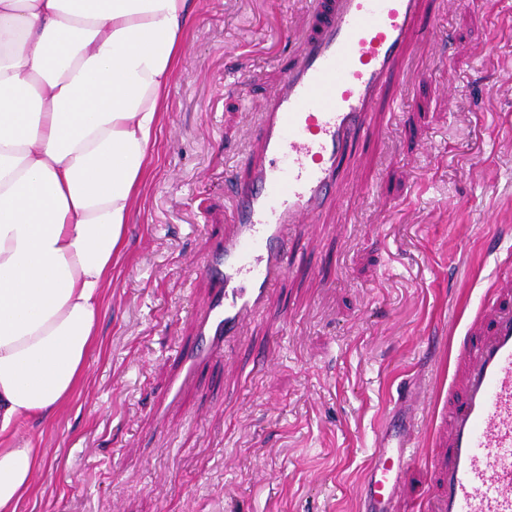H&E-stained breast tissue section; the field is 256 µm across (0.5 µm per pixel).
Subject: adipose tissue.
I'll list each match as a JSON object with an SVG mask.
<instances>
[{"instance_id":"obj_1","label":"adipose tissue","mask_w":512,"mask_h":512,"mask_svg":"<svg viewBox=\"0 0 512 512\" xmlns=\"http://www.w3.org/2000/svg\"><path fill=\"white\" fill-rule=\"evenodd\" d=\"M197 0H0V512L71 401Z\"/></svg>"}]
</instances>
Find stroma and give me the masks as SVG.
Instances as JSON below:
<instances>
[{
    "label": "stroma",
    "mask_w": 512,
    "mask_h": 512,
    "mask_svg": "<svg viewBox=\"0 0 512 512\" xmlns=\"http://www.w3.org/2000/svg\"><path fill=\"white\" fill-rule=\"evenodd\" d=\"M319 18L307 0H198L85 381L30 431L21 512H359L398 397L419 438L394 512L436 488L463 333L512 274V0H422L397 77L297 227L230 359L171 381L211 294L265 101ZM430 38H420V31Z\"/></svg>",
    "instance_id": "stroma-1"
}]
</instances>
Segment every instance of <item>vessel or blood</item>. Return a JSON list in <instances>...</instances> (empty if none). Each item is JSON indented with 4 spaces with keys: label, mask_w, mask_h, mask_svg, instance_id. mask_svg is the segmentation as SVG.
Wrapping results in <instances>:
<instances>
[{
    "label": "vessel or blood",
    "mask_w": 512,
    "mask_h": 512,
    "mask_svg": "<svg viewBox=\"0 0 512 512\" xmlns=\"http://www.w3.org/2000/svg\"><path fill=\"white\" fill-rule=\"evenodd\" d=\"M418 9L419 0H331L269 95L260 157L236 191L235 224L203 263L213 293L197 316L201 349L184 355L173 390L202 362L227 355L246 322L265 313L293 226L337 199L344 150L394 77ZM457 372L442 415L445 447L432 459L440 486L424 512H512L511 275L494 279L467 326ZM415 448L412 424H380L359 486L364 512H391Z\"/></svg>",
    "instance_id": "1"
}]
</instances>
